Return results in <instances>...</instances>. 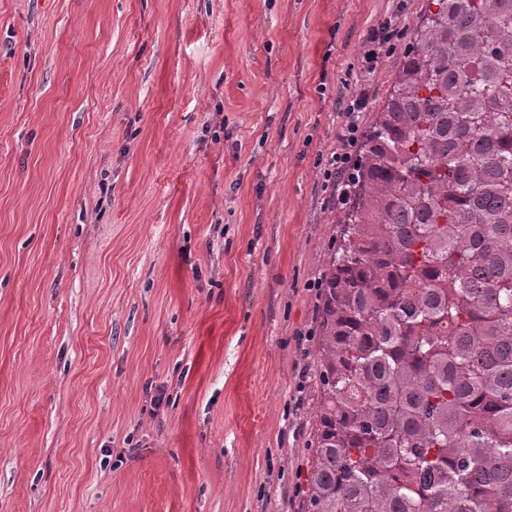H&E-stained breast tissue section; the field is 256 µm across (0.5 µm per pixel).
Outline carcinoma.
Returning <instances> with one entry per match:
<instances>
[{"instance_id":"carcinoma-1","label":"carcinoma","mask_w":512,"mask_h":512,"mask_svg":"<svg viewBox=\"0 0 512 512\" xmlns=\"http://www.w3.org/2000/svg\"><path fill=\"white\" fill-rule=\"evenodd\" d=\"M322 280L305 512H512V0H427Z\"/></svg>"}]
</instances>
